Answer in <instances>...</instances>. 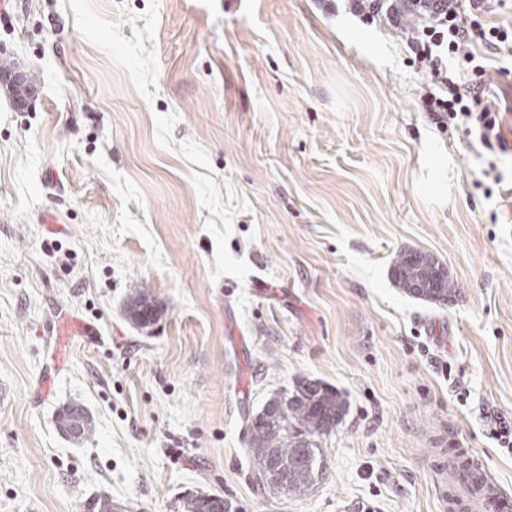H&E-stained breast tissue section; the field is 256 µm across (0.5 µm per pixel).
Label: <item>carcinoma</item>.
<instances>
[{
  "instance_id": "1",
  "label": "carcinoma",
  "mask_w": 512,
  "mask_h": 512,
  "mask_svg": "<svg viewBox=\"0 0 512 512\" xmlns=\"http://www.w3.org/2000/svg\"><path fill=\"white\" fill-rule=\"evenodd\" d=\"M415 252L397 255L394 279L410 295L440 305L448 303L454 285L445 279L443 267L426 258L412 259ZM345 401L338 392L320 381L303 379L291 391L269 399L251 417L248 447L255 471L266 477L265 486L279 493L300 494L311 488L321 472L318 440L339 425ZM71 415L80 418L71 438L79 441L93 432L87 411L71 404L59 414L58 421ZM224 497L211 493L186 497V512H214Z\"/></svg>"
}]
</instances>
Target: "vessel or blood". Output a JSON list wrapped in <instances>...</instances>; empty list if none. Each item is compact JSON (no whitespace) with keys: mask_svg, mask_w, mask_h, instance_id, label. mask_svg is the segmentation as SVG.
Here are the masks:
<instances>
[{"mask_svg":"<svg viewBox=\"0 0 512 512\" xmlns=\"http://www.w3.org/2000/svg\"><path fill=\"white\" fill-rule=\"evenodd\" d=\"M434 470L442 500L453 512H512V495L490 477L472 449H437Z\"/></svg>","mask_w":512,"mask_h":512,"instance_id":"b4317fda","label":"vessel or blood"}]
</instances>
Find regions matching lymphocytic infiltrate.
I'll use <instances>...</instances> for the list:
<instances>
[{
    "instance_id": "f902f5d3",
    "label": "lymphocytic infiltrate",
    "mask_w": 512,
    "mask_h": 512,
    "mask_svg": "<svg viewBox=\"0 0 512 512\" xmlns=\"http://www.w3.org/2000/svg\"><path fill=\"white\" fill-rule=\"evenodd\" d=\"M354 16L365 23H378L404 41L412 62L426 79L420 99L437 127L455 125L465 132H478L485 145L501 141L500 111L479 103L481 80L486 73L471 53L480 43L492 51L512 43V32L503 26L484 27L485 14L501 7L503 0H346ZM457 56L471 65L473 79L449 76L448 58Z\"/></svg>"
}]
</instances>
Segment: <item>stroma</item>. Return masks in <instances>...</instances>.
Here are the masks:
<instances>
[{
    "instance_id": "1",
    "label": "stroma",
    "mask_w": 512,
    "mask_h": 512,
    "mask_svg": "<svg viewBox=\"0 0 512 512\" xmlns=\"http://www.w3.org/2000/svg\"><path fill=\"white\" fill-rule=\"evenodd\" d=\"M410 57L325 0L0 4L36 81L0 75V512H446L442 435L512 492V57L484 77L501 150L436 127ZM403 250L447 304L396 286ZM301 378L346 409L281 494L245 416ZM67 415L80 418L79 428L73 434L69 435L64 426L62 428V430L71 438L79 441L82 440L85 436H89L93 432V428L91 426L92 420L90 421L89 416L87 415V411L81 405L71 404L64 408L58 417L59 426ZM186 512H214V507L224 505V498L221 495L205 493L203 495L190 494L185 497Z\"/></svg>"
}]
</instances>
